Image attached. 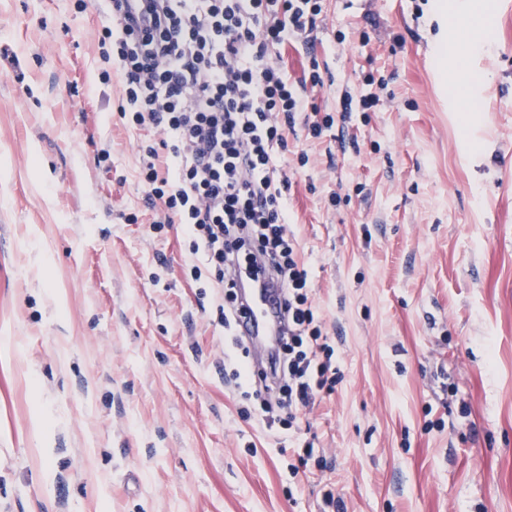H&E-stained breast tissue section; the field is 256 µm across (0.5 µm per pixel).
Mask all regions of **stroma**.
<instances>
[{
	"instance_id": "stroma-1",
	"label": "stroma",
	"mask_w": 512,
	"mask_h": 512,
	"mask_svg": "<svg viewBox=\"0 0 512 512\" xmlns=\"http://www.w3.org/2000/svg\"><path fill=\"white\" fill-rule=\"evenodd\" d=\"M488 2L459 51L432 0H323L283 53L320 62L321 111L380 104L288 138L339 380L270 431L185 227L153 228L157 135L101 76V0H0V512H512V0ZM339 99L341 116L344 121L349 120L353 112H373L379 105V97L373 93L361 95L359 98L354 99L350 92L347 90L337 91Z\"/></svg>"
}]
</instances>
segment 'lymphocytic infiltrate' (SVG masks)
I'll list each match as a JSON object with an SVG mask.
<instances>
[{
  "label": "lymphocytic infiltrate",
  "instance_id": "1",
  "mask_svg": "<svg viewBox=\"0 0 512 512\" xmlns=\"http://www.w3.org/2000/svg\"><path fill=\"white\" fill-rule=\"evenodd\" d=\"M126 0H109L100 57L122 78V117L162 133L140 147L148 206L183 224L199 262L220 289V321L248 332L233 276L240 250L265 279L285 333L268 356L262 407L267 428L280 411L309 406L333 387L336 368L316 315L308 271L288 234V181L277 178L296 116L323 82L317 59L290 80L278 64L287 43L312 42L322 0H140L137 27Z\"/></svg>",
  "mask_w": 512,
  "mask_h": 512
}]
</instances>
